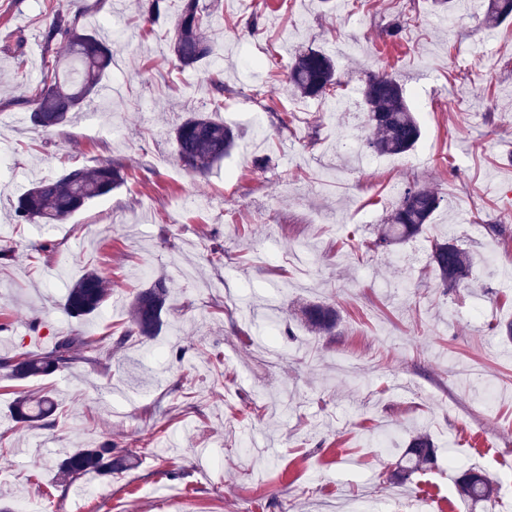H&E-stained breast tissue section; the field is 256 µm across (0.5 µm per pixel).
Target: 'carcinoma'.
Returning <instances> with one entry per match:
<instances>
[{
	"instance_id": "carcinoma-1",
	"label": "carcinoma",
	"mask_w": 512,
	"mask_h": 512,
	"mask_svg": "<svg viewBox=\"0 0 512 512\" xmlns=\"http://www.w3.org/2000/svg\"><path fill=\"white\" fill-rule=\"evenodd\" d=\"M167 2L144 0L142 14L154 21L166 11ZM510 17L512 0H488L486 24L494 26ZM211 18L212 13L200 6V0H182L172 46L179 67H194L215 54L213 46L203 37ZM43 41L48 47L65 44L69 63L78 74L72 81L60 76L57 59L47 69L43 85L31 101L30 120L48 131L67 122L69 114L95 93L112 66V50L95 34L80 29L78 16L64 12L53 15ZM287 83L292 93L304 98L325 97L337 86L336 63L322 50L301 51L288 67ZM362 96L367 108V147L381 156L410 152L421 138L422 128L399 82L388 75L372 77L364 84ZM221 107L222 100L217 98L212 112L193 114L175 128L177 158L185 170L206 173L235 148L239 134L216 117ZM124 182L123 168L113 163L91 169L70 168L60 177L42 180L23 193L14 206L16 221L20 224L63 221L87 202L112 194ZM441 202L442 196L433 190L416 185L405 188L376 240V248L388 250L422 233ZM430 262L447 286H459L469 279L471 258L452 240L435 241ZM169 294L168 280L164 277L156 278L149 287L135 293L130 302L132 333L147 339L160 333ZM111 297L109 281L91 269L68 288L63 309L70 317L80 319L97 313ZM303 320L310 330L329 334L336 328L338 315L330 305L310 304L303 309ZM94 350L92 341L78 333H67L56 337L47 352L22 351L1 356L0 368L7 371L9 378L25 381L62 372ZM56 411V404L48 396L23 395L12 406L17 421L42 427L52 425ZM128 454L129 451L104 441L66 455L59 469L72 483L88 473L110 476L123 471ZM435 459L432 438L427 432L419 431L398 458L389 481L402 483ZM456 486L462 498L475 504L491 505L497 498L496 482L474 468L460 470Z\"/></svg>"
}]
</instances>
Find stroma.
I'll use <instances>...</instances> for the list:
<instances>
[{
	"label": "stroma",
	"instance_id": "1",
	"mask_svg": "<svg viewBox=\"0 0 512 512\" xmlns=\"http://www.w3.org/2000/svg\"><path fill=\"white\" fill-rule=\"evenodd\" d=\"M220 2L205 32L214 56L182 70L171 51L179 0L153 24L140 0H0V354L29 350L35 325L97 345L93 359L33 381L0 370V502L418 512L427 498L431 512H471L453 460L488 472L495 512H512V344L499 331L512 320V21L488 26L487 0L448 11L434 0ZM57 9L108 41L112 67L82 111L44 132L27 99L63 52L42 38ZM311 47L336 58L340 85L323 99L286 83ZM377 72L402 84L423 127L407 154L363 145L362 87ZM219 95L238 144L209 173L186 172L173 130ZM349 137L358 152L337 149ZM108 160L129 175L112 195L58 224L16 223L32 183ZM411 185L443 198L424 233L368 251ZM448 238L472 257L468 287L444 286L429 263L432 241ZM47 240L48 257L36 251ZM90 268L112 297L69 317L66 288ZM158 276L171 284L161 333L114 349L133 293ZM310 303L336 308L332 334L303 324ZM23 393L57 400L54 428L17 425ZM419 427L435 464L404 485L383 481ZM106 439L132 452L122 474L61 479L66 454Z\"/></svg>",
	"mask_w": 512,
	"mask_h": 512
}]
</instances>
